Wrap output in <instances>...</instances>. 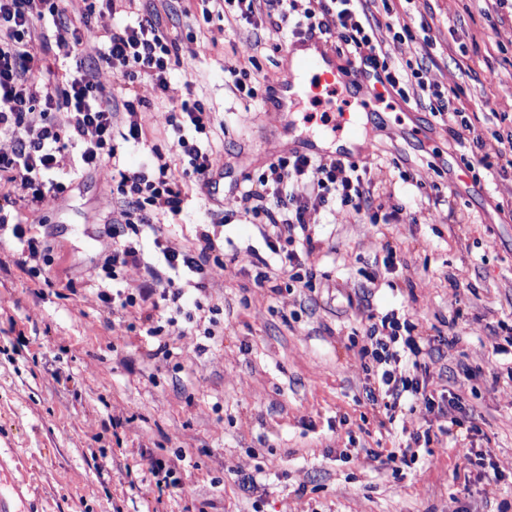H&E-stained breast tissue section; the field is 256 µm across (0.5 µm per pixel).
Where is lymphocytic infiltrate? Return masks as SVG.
<instances>
[{
  "mask_svg": "<svg viewBox=\"0 0 512 512\" xmlns=\"http://www.w3.org/2000/svg\"><path fill=\"white\" fill-rule=\"evenodd\" d=\"M62 0H0V134L15 138L16 147L0 154V230L12 229L23 240L27 260L44 258L46 246L36 236H24L22 226L30 215L40 212L49 194L67 191L68 179L57 177V156L77 148L82 169L103 161L112 163V180L125 207L121 220L110 225L112 253L103 265L107 278L115 280L129 267L144 270L136 292H100L99 298L112 312L140 307L146 336L156 339L150 357L168 354L162 339L163 321L180 312L182 288L173 274L179 268L204 276L222 267L215 255V244L208 232H201L198 244L188 253L159 247L156 263L145 262L141 239L154 230L162 218L182 214L189 186H207L214 173L212 153L190 142L185 129L204 134L214 125V117L200 100H181L168 121L177 132V144L186 159L181 170H174L162 154L151 163L132 169L120 163L114 139L138 144L144 126L137 109L140 99L133 92L135 83L150 80L160 92H167L170 75L179 66L175 39L163 30L158 11L150 10L130 20L99 31L94 19L101 6L115 8L117 0H81L76 42L96 39L104 51L93 62L78 56L75 48L65 50L72 64L63 72L43 65L52 50L45 29L47 18L59 15ZM228 7L227 20L254 23L256 19L278 15L286 20L294 8L293 0H212ZM390 0H314L313 8L296 22L293 34L319 30L337 35L348 53L367 50L374 57L385 51L377 38L384 18L390 17ZM110 80H103V72ZM392 88L416 82L422 102L434 116L446 119L459 146L477 151L478 161L487 172L500 164L512 166V133H488L477 126L461 104L462 88L442 91L427 78L422 64L405 61L389 72ZM126 114L118 116L115 104ZM369 167L344 164L341 160L314 159L304 155L280 157L267 172L244 189L241 198L248 213L271 226L276 238L290 248L284 256L292 270L291 279L311 287L313 272L309 258L317 249L305 215L310 199L327 202L335 198L353 212L369 206L372 191L367 177ZM415 323L395 316L370 325L365 343L358 351L362 363L370 364L375 382L366 396L372 404H383L387 417L409 407L416 400L432 405L426 397L419 374L425 368L428 339L415 335Z\"/></svg>",
  "mask_w": 512,
  "mask_h": 512,
  "instance_id": "obj_1",
  "label": "lymphocytic infiltrate"
}]
</instances>
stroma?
Listing matches in <instances>:
<instances>
[{
  "label": "stroma",
  "mask_w": 512,
  "mask_h": 512,
  "mask_svg": "<svg viewBox=\"0 0 512 512\" xmlns=\"http://www.w3.org/2000/svg\"><path fill=\"white\" fill-rule=\"evenodd\" d=\"M123 8L161 11L181 61L167 94L136 84L146 141L116 140L124 164L140 167L156 150L181 167L168 117L187 93L215 118L196 141L212 150L224 194L211 201L190 188L185 221L165 218L158 240L187 252L205 229L218 255L240 259L202 290L198 275H181L185 301L205 309L165 325L171 355L150 360L155 341L135 311L111 313L99 298L115 287L135 292L143 279L134 268L103 276L106 226L120 210L111 163L77 175L26 225L47 246L40 274L16 266L17 239L0 238V496L12 512H512V356L498 350L512 326V167L493 176L466 168L447 125L419 106L416 84L369 113L351 105L372 141L370 207L357 214L310 201L306 221L320 242L313 289L284 275L278 289L259 287L245 255L282 263L271 229L245 215L242 189L292 155L295 137L334 135L304 109L265 111L286 74V41L270 20L231 24L203 15L200 0ZM396 10L378 34L392 60L432 53L431 81L463 87L480 124L511 131L512 10L496 0H398ZM405 25L412 39L394 45ZM253 56L250 99L226 82L224 64L245 67ZM500 112L507 122H497ZM404 171L439 195L403 182ZM391 313L430 338L426 390L437 400L384 429L357 351L368 316ZM451 330L457 343H441ZM465 364L480 376L467 379ZM445 391L460 396L461 418L483 437L449 429ZM426 428L437 436L430 451L408 467L390 460ZM485 448L501 480L457 470L463 455ZM145 451L184 454L172 497L158 499L140 465ZM243 475L255 476L254 491L242 488Z\"/></svg>",
  "instance_id": "obj_1"
}]
</instances>
